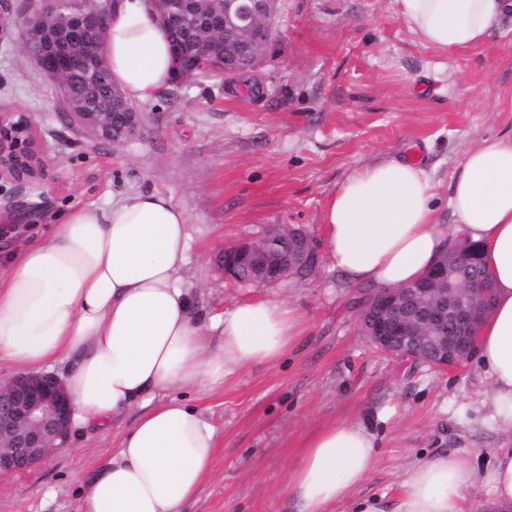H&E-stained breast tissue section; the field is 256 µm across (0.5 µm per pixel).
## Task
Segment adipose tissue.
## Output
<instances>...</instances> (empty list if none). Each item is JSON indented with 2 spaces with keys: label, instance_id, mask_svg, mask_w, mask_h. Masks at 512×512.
<instances>
[{
  "label": "adipose tissue",
  "instance_id": "obj_1",
  "mask_svg": "<svg viewBox=\"0 0 512 512\" xmlns=\"http://www.w3.org/2000/svg\"><path fill=\"white\" fill-rule=\"evenodd\" d=\"M408 30L447 58L482 44L512 0H395ZM112 81L133 98L172 79L167 33L145 0H121L105 35ZM441 197L433 171L387 158L348 175L324 209L325 251L352 282L387 289L420 280L449 242L477 244L493 303L480 328V366L492 418L512 432V133L467 149ZM447 204L453 228L437 222ZM191 261L185 212L161 193H119L106 205L66 211L47 241L14 249L0 273V371H59L77 433L104 432L137 410L118 448L85 482L77 512H183L213 472L217 431L183 396L223 391L252 365L278 363L306 332L293 304L247 300L217 317L194 307L182 272ZM489 482L499 512H512V448H496ZM377 440L334 423L311 435L288 472L298 512H385L356 492L372 472ZM478 476L470 453L416 460L392 512H464Z\"/></svg>",
  "mask_w": 512,
  "mask_h": 512
}]
</instances>
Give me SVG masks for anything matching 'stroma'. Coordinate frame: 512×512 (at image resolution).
I'll return each mask as SVG.
<instances>
[{"mask_svg": "<svg viewBox=\"0 0 512 512\" xmlns=\"http://www.w3.org/2000/svg\"><path fill=\"white\" fill-rule=\"evenodd\" d=\"M24 38L17 28L0 40V113L30 118L47 167L34 183L0 179L1 245L46 234L71 206L154 190L187 215L193 259L183 275L199 310L218 315L276 298L305 316L306 335L279 363L235 372L222 393L191 394L220 446L185 512H297L289 468L312 433L343 421L360 423L379 444L363 494L393 502L413 461L467 450L479 476L466 493L468 512H493L491 451L512 448V433L482 404L490 379L478 362L446 373L379 351L361 331L357 286L326 256L310 275L264 288L229 285L216 261L265 224L300 227L321 247L326 199L361 165L406 153L445 183L480 137L512 131V105L501 98L512 87V20L439 70L394 0H280L262 93L226 85L216 71L167 85L134 100L145 125L121 144L72 123ZM134 419L127 412L108 431L72 436L31 471L0 477V512H77L82 480Z\"/></svg>", "mask_w": 512, "mask_h": 512, "instance_id": "1", "label": "stroma"}]
</instances>
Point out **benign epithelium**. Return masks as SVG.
Returning a JSON list of instances; mask_svg holds the SVG:
<instances>
[{"label": "benign epithelium", "mask_w": 512, "mask_h": 512, "mask_svg": "<svg viewBox=\"0 0 512 512\" xmlns=\"http://www.w3.org/2000/svg\"><path fill=\"white\" fill-rule=\"evenodd\" d=\"M112 0H38L20 18L5 16L0 8V38L15 21L26 29L25 50L39 49L32 56L38 67L57 83L61 101L72 121L93 137L120 143L123 137L138 132L143 115L126 101L122 92L105 82L107 69L104 41L101 40L109 19ZM158 22L167 30L205 29L218 33L229 27L245 32L248 64L240 70L237 62L241 44L224 41V80L240 83L249 90L261 87L258 79L271 45L277 40L278 0H224V17L202 19L208 12L188 11L183 0H147ZM70 33L76 70L46 65L44 56L51 52L58 34ZM196 64L186 62L182 49L175 53L174 85L196 81L201 73L215 69L218 63L208 49L196 45ZM17 127L31 129L26 115L0 114V177L17 182L34 179L45 172L46 162L33 138L13 136ZM288 225L266 224L254 241L224 248L221 269L224 277L241 282L235 257H248V283L273 286L290 277L295 269L316 260L309 242L299 249L295 259L280 256L276 249L278 230ZM429 281L444 287L448 296L430 307H416V312L399 311L400 299L413 298L428 289L413 284L398 290H380L370 298L360 297L356 306L364 313L377 307L378 314L365 320L369 341L381 351L397 358L427 363L440 370L463 368L475 356L479 329L493 297L492 289L462 276H454L444 263L435 264L426 274ZM71 399L54 373L18 375L0 383V476L28 471L52 453L68 447Z\"/></svg>", "instance_id": "obj_1"}]
</instances>
